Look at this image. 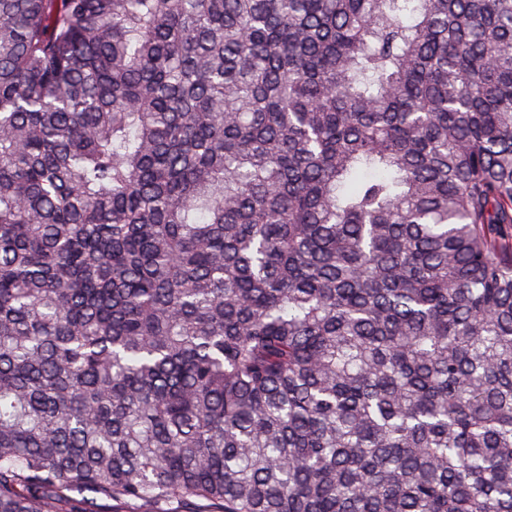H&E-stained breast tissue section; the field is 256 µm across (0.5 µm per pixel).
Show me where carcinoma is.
Masks as SVG:
<instances>
[{
  "label": "carcinoma",
  "mask_w": 512,
  "mask_h": 512,
  "mask_svg": "<svg viewBox=\"0 0 512 512\" xmlns=\"http://www.w3.org/2000/svg\"><path fill=\"white\" fill-rule=\"evenodd\" d=\"M512 512V0H0V512Z\"/></svg>",
  "instance_id": "1"
}]
</instances>
